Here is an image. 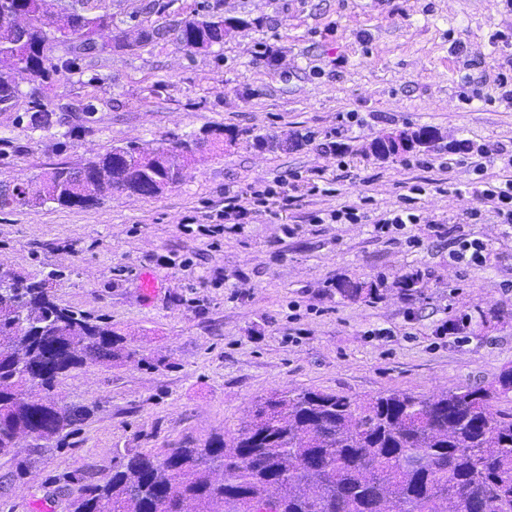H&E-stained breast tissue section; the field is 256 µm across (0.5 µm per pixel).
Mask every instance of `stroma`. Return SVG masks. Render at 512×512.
I'll return each mask as SVG.
<instances>
[{
	"mask_svg": "<svg viewBox=\"0 0 512 512\" xmlns=\"http://www.w3.org/2000/svg\"><path fill=\"white\" fill-rule=\"evenodd\" d=\"M111 17L103 52L84 58L0 112V181L112 146L144 151L222 129L236 138L189 159L156 197L115 194L95 208L0 210V273L42 275L60 304L107 318L142 364L86 363L49 393L95 408L69 447L24 474L0 458V512H66L68 478L109 475L116 454L157 453L238 427L254 401L284 388L351 397L425 396L487 386L512 368V226L451 183L512 179V106L492 99L512 72V0H44ZM224 19L223 43L194 52L169 33L127 47L113 35L192 18ZM53 123L31 129L34 102ZM357 120L345 124V113ZM433 149L381 160L380 136L420 126ZM306 135L293 150L280 146ZM338 143L330 152L328 143ZM298 175L319 193L250 223L203 234L207 213L256 182ZM421 186L408 199L411 186ZM411 203L418 223L376 234ZM351 205L357 224L328 223ZM480 207L471 223L467 213ZM487 245L480 265L455 262L462 240ZM417 271V292L399 286ZM159 292L145 298L140 277ZM383 280L379 298L341 297L337 280Z\"/></svg>",
	"mask_w": 512,
	"mask_h": 512,
	"instance_id": "stroma-1",
	"label": "stroma"
}]
</instances>
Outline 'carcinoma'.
Wrapping results in <instances>:
<instances>
[{"mask_svg": "<svg viewBox=\"0 0 512 512\" xmlns=\"http://www.w3.org/2000/svg\"><path fill=\"white\" fill-rule=\"evenodd\" d=\"M33 0H0V20L26 12ZM188 49L224 41V20L187 19L176 29ZM56 32L31 17L26 66L0 71V110L14 105L19 82L39 85L59 72L47 52ZM53 112L29 114L34 129L52 124ZM189 141L145 154L123 147L121 180L107 183L112 151L74 167L61 163L23 180L0 196V209L90 208L105 192H163L182 181L178 157ZM40 281L13 275L0 281V457L15 456L14 436L31 431L32 457L66 445L92 407H57L27 400L31 384L50 392L69 372L93 358L137 363L139 357L112 323L61 305ZM381 283L343 280L348 299H372ZM512 395V369L489 387L425 397L399 390L353 398L313 389L276 391L257 401L249 422L202 444L181 442L161 455H121L101 481L68 489L67 512H512V411H493Z\"/></svg>", "mask_w": 512, "mask_h": 512, "instance_id": "obj_1", "label": "carcinoma"}]
</instances>
